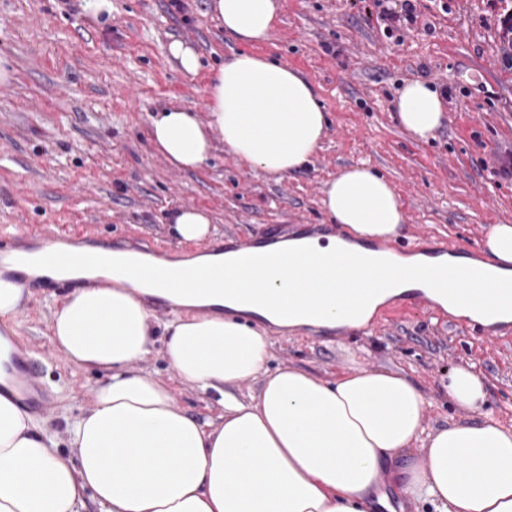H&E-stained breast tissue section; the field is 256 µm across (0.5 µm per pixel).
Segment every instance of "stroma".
Masks as SVG:
<instances>
[{"label": "stroma", "mask_w": 512, "mask_h": 512, "mask_svg": "<svg viewBox=\"0 0 512 512\" xmlns=\"http://www.w3.org/2000/svg\"><path fill=\"white\" fill-rule=\"evenodd\" d=\"M282 22L259 54L302 72L329 120L306 167L274 181L241 162L223 143L195 171L173 168L153 146L149 117L180 105L206 118L204 89L224 61L243 51L228 36L212 0H190L172 16L168 0H112L110 18L66 13L58 0H0V59L12 72L0 84V234L12 225L61 232L70 242L108 247L142 236L159 255L182 252L169 215L206 210L215 242L287 237L328 218L320 199L344 167L365 164L394 187L403 224L394 243L413 251L415 235L447 241L458 252L481 248L488 225L512 223V173H492L493 156L512 155V69L496 57L500 33L486 0H420L424 24L388 37L373 0H280ZM180 40L200 56L198 73L170 55ZM447 88L435 138H412L394 99L404 81ZM66 287L29 284L12 327L43 361L54 392L35 422L67 452L68 428L92 403L101 372L75 366L50 343L55 298ZM154 347L143 368L172 387L177 404L199 419L220 414L217 398L181 383L164 354L157 315ZM372 334L268 327L269 366L298 367L332 382L360 368L407 376L428 399L426 426L473 421L448 400V373L477 370L487 408L512 423V333L495 342L465 319L386 309Z\"/></svg>", "instance_id": "35a3bbf8"}]
</instances>
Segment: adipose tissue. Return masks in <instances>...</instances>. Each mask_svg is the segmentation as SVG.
Wrapping results in <instances>:
<instances>
[{"label": "adipose tissue", "instance_id": "ef3b65f1", "mask_svg": "<svg viewBox=\"0 0 512 512\" xmlns=\"http://www.w3.org/2000/svg\"><path fill=\"white\" fill-rule=\"evenodd\" d=\"M225 32L246 51L225 61L206 88L207 120L181 106L150 118L151 136L176 168L193 171L215 141L267 177L284 178L320 147L327 116L298 70L256 54L281 21L278 0H214ZM402 127L416 140L433 137L444 118L442 95L423 80L406 82L395 99ZM320 203L350 239L293 237L265 247L266 256L306 252L330 271L331 307L310 311L315 298L293 289L281 305L275 289L248 296L230 254L158 258L124 288L77 287L56 304L51 341L67 360L106 372L89 410L69 427L70 454L14 401L0 396V512H371L396 454L420 451L398 483L404 497L437 512H512V429L484 405L482 378L472 369L448 374V399L476 421L429 430L427 402L405 376L360 369L327 382L298 368L269 370V339L248 318L274 326L357 327L406 292L423 289L448 313L485 324L512 320V225H489L486 257L391 256L373 267L361 291L348 288L368 245L398 235L401 204L392 185L370 167H345ZM170 225L180 242L211 233L207 212L186 207ZM92 265L45 262L33 253L0 278V318L20 310L34 278L111 276L112 250L96 248ZM486 282L494 307L472 305L448 291L449 278ZM175 307L164 357L179 380L214 392L224 412L203 423L178 407L172 388L141 369L153 348L148 297ZM256 382L240 396L243 382Z\"/></svg>", "mask_w": 512, "mask_h": 512}]
</instances>
